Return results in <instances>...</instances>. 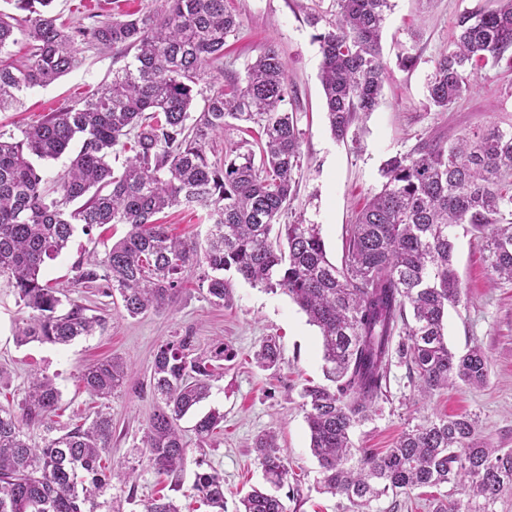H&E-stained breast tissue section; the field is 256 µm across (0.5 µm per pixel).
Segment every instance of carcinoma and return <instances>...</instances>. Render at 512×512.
Instances as JSON below:
<instances>
[{
  "label": "carcinoma",
  "instance_id": "1",
  "mask_svg": "<svg viewBox=\"0 0 512 512\" xmlns=\"http://www.w3.org/2000/svg\"><path fill=\"white\" fill-rule=\"evenodd\" d=\"M22 18L0 11V112L22 103L27 90L46 86L80 63L78 46L134 52L112 82L83 100L47 113L18 131L0 129V275L29 317L18 327L21 342L67 345L103 328L74 301L62 299L40 280L46 260L68 246L75 225L89 235L106 224L127 233L73 266L76 285L103 281L118 293L125 313L137 317L175 301L185 272L203 269L199 287L210 303L231 300L224 272L235 271L254 286L290 297L322 336L324 373L332 385H307L302 408L321 484L369 512L372 502L393 493L451 486L466 504L438 499L434 512H496L512 492V449L476 441L475 415L438 417L403 431L382 454L353 451L352 429L379 410L386 397L392 342L423 397L462 383H486L488 358L478 346L459 355L448 348L444 319L460 301L454 268L456 229L483 242L494 280L512 282V128L472 129L451 143L424 140L389 158L383 183L347 226L341 265L327 259L321 225L283 224L301 170L298 119L288 103L287 64L269 45L243 79L210 84L198 116L191 115L193 88L203 77L224 76V44L240 22L226 0H159L136 17L57 23L53 0H7ZM333 17L310 14L323 31L314 35L322 56L320 81L335 139L345 140L356 119L378 105L389 76L381 33L391 0H335ZM21 34L31 45L22 60L7 56ZM512 62V0L492 11L461 14L451 42L434 61L427 82L428 106L445 112L477 88L478 70ZM259 130L262 141L229 144L209 157V143L224 136L229 121ZM80 148L66 173L48 186L34 160H55L74 139ZM130 150L122 169L112 154ZM185 206L211 221L205 243L169 234L164 210ZM228 353L224 343L196 348L190 334L167 339L153 357L150 385L158 402L142 439L146 467L180 490L187 444L180 421L210 396L211 381ZM262 368L275 366L273 340L254 352ZM128 373L119 358L96 363L81 375L98 399L121 391ZM61 393L37 370L28 377L18 408L0 407V512H114L105 498L112 469V418L97 411L90 422L56 433L52 417ZM224 421L212 410L197 420L200 441ZM42 429V443L28 431ZM254 448L267 480L281 487L288 468L276 436L257 438ZM194 494L211 512H224V476L195 473ZM145 512H179L173 499L157 496ZM237 512H286L281 499L254 488Z\"/></svg>",
  "mask_w": 512,
  "mask_h": 512
}]
</instances>
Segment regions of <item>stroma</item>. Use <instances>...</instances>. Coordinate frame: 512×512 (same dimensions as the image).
<instances>
[{"mask_svg":"<svg viewBox=\"0 0 512 512\" xmlns=\"http://www.w3.org/2000/svg\"><path fill=\"white\" fill-rule=\"evenodd\" d=\"M240 21L237 35L229 37L224 59L225 76L244 77L246 68L268 44H275L288 63L291 90L288 111L296 113L301 140L302 168L288 220L304 219L322 227L326 251L340 262L345 228L368 197L383 182L385 161L408 152L419 141H453L461 134L490 125L512 127V66L485 67L479 87L448 111L426 105V83L439 51L452 39L457 17L468 10L496 8V0H392L382 32L383 58L389 79L383 95L367 117L355 122L343 141L333 138L325 117V99L319 79L321 53L308 13H329L333 0H228ZM155 0H54V12L69 25L86 23L88 16L108 20L112 14L148 10ZM412 49L420 61L410 71L399 69L397 55ZM81 63L51 85L29 90L21 106L0 112V128L11 130L36 123L45 113L70 104L110 82L112 72L127 59L118 51L80 48ZM124 224L105 225L92 234L75 231L60 257L46 261L41 278L64 288L67 299L86 304L103 316L96 335L60 347L19 342L15 328L28 311L19 303L5 277L0 276V406H17L30 370L53 377L62 393L56 420L64 425L93 417L99 401L79 380L89 364L107 357L122 358L130 367L122 391L108 402L112 417V444L108 458L114 467L111 495L122 512H144V506L162 489L165 478L142 468L144 429L155 406L149 386L153 353L170 336L192 329L199 348L224 342L235 354L224 373L212 383L211 395L180 422L187 441L182 488L173 498L181 512H208L191 497L194 474L213 468L224 477L225 512H236L239 499L251 488L266 485L254 442L259 435L277 436L290 476L278 492L287 512H355L339 495L321 488L320 468L310 451V436L301 408V391L308 382H324L322 340L319 330L287 295L252 286L227 273L232 299L227 306L212 305L197 281H190L175 303L132 318L119 297L109 289L74 288L70 281L75 262L91 252H103L127 232ZM455 268L463 287L460 303L448 310L445 335L458 353L480 346L489 361L484 386L456 385L423 398L417 395L399 361L389 367L388 398L371 419L353 428L355 447L381 452L393 447L402 430L438 416L474 414L477 437L489 448H512V282L494 283L475 236L458 231ZM281 347L277 367H258L253 354L266 338ZM224 414V425L211 441L199 442L193 426L210 410ZM135 467L136 483L122 473Z\"/></svg>","mask_w":512,"mask_h":512,"instance_id":"stroma-1","label":"stroma"}]
</instances>
